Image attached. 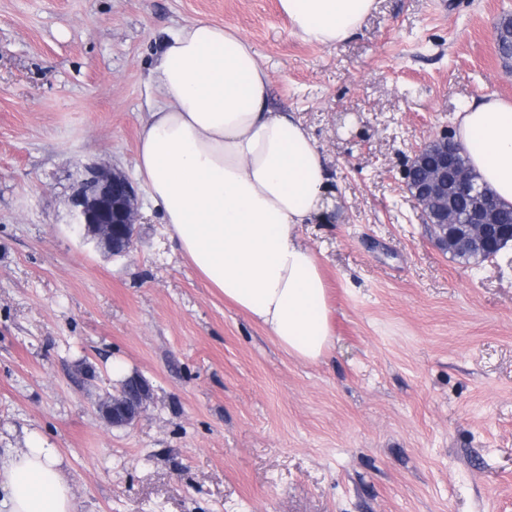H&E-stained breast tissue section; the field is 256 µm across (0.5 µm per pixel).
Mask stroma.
I'll return each mask as SVG.
<instances>
[{"label": "stroma", "mask_w": 512, "mask_h": 512, "mask_svg": "<svg viewBox=\"0 0 512 512\" xmlns=\"http://www.w3.org/2000/svg\"><path fill=\"white\" fill-rule=\"evenodd\" d=\"M512 0H375L326 47L277 0H0V457L39 434L76 512H512V249H438L404 188L460 107L512 101ZM196 20L246 37L324 151L332 201L300 235L328 285L320 362L209 288L144 188L115 256L74 230L88 164L134 175L153 53ZM151 400L115 428L114 361Z\"/></svg>", "instance_id": "stroma-1"}]
</instances>
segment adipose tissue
I'll use <instances>...</instances> for the list:
<instances>
[{
	"label": "adipose tissue",
	"instance_id": "1",
	"mask_svg": "<svg viewBox=\"0 0 512 512\" xmlns=\"http://www.w3.org/2000/svg\"><path fill=\"white\" fill-rule=\"evenodd\" d=\"M375 0H278L303 39L348 40ZM135 173L183 257L209 287L268 329L289 355L317 362L334 334L319 262L299 234L322 219L331 173L295 117L268 105L251 43L205 20L171 30L151 80ZM456 139L481 181L512 205V103L494 96L457 114ZM59 456L38 437L0 461L7 512H75Z\"/></svg>",
	"mask_w": 512,
	"mask_h": 512
}]
</instances>
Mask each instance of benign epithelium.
Wrapping results in <instances>:
<instances>
[{"label":"benign epithelium","instance_id":"7a95c632","mask_svg":"<svg viewBox=\"0 0 512 512\" xmlns=\"http://www.w3.org/2000/svg\"><path fill=\"white\" fill-rule=\"evenodd\" d=\"M456 144L441 135L419 146L405 173V188L420 210L424 223L437 224L440 234L434 243L443 248L458 244L488 252V258L512 242V226L490 223L498 204L495 196L473 181L469 170L453 162ZM472 197L476 207L462 219L454 201ZM76 230L93 235L112 247V254L130 251L137 235V193L120 172L90 166L72 199ZM151 399L150 386L139 375L128 377L114 393L98 404L102 416L114 427L133 424Z\"/></svg>","mask_w":512,"mask_h":512}]
</instances>
